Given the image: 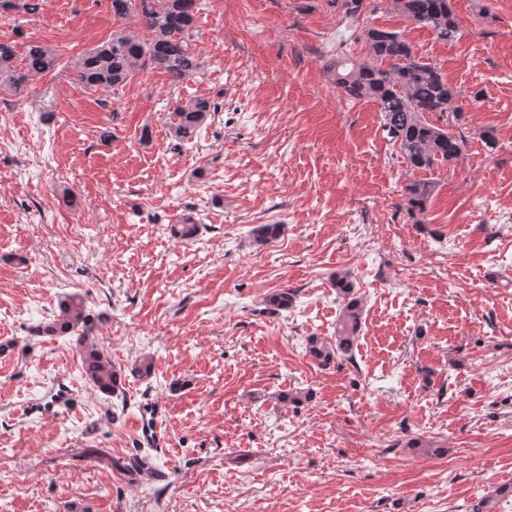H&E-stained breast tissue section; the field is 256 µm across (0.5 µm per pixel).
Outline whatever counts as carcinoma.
<instances>
[{
  "label": "carcinoma",
  "mask_w": 512,
  "mask_h": 512,
  "mask_svg": "<svg viewBox=\"0 0 512 512\" xmlns=\"http://www.w3.org/2000/svg\"><path fill=\"white\" fill-rule=\"evenodd\" d=\"M335 3L337 10L356 20L366 11L365 0H335ZM201 6V0H111L113 15L121 20L135 17L146 35L113 33L109 41L76 60V81L89 88L108 90L126 84L140 71L160 70L172 86L199 76L203 62L192 47L191 37ZM391 7L410 22L431 30L440 41L449 43L458 38L452 0H392ZM362 36L368 47L367 58L350 63L341 60L332 67L341 96L377 106L382 131L398 147L411 170L427 172L439 164L458 160L465 142L449 128L460 120L463 108L455 104L458 93L448 84L441 68L415 55L400 32L365 22ZM55 66L53 53L41 44L30 42L20 52L17 43L0 40L1 88L18 93L30 80L52 71ZM216 112L218 104L208 97L173 101L168 112L170 137L180 143L191 141ZM436 112L446 118L444 124L425 118ZM433 192L431 181L413 180L405 186L398 208L415 219V223L422 224ZM198 230L199 224L191 216L173 226L174 235L184 241L193 239ZM334 287L346 300L336 321L335 336L328 340L311 336L306 344L309 357L321 367L340 359H353L362 325L363 310L352 297V282L338 275ZM291 302L292 292L288 288L267 298L275 313L288 309ZM58 309L42 331L76 335V349L86 378L96 392L113 395L121 387L122 374L112 365L104 346L91 336L84 302L76 296H67L60 301ZM505 493L507 490L502 488L491 490L471 505L469 512H493L495 500Z\"/></svg>",
  "instance_id": "obj_1"
}]
</instances>
